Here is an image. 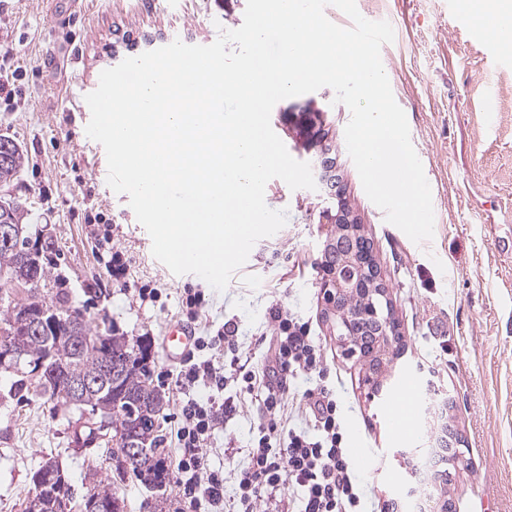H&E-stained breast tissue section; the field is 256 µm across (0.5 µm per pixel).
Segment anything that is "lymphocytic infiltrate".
Listing matches in <instances>:
<instances>
[{
	"label": "lymphocytic infiltrate",
	"instance_id": "1",
	"mask_svg": "<svg viewBox=\"0 0 512 512\" xmlns=\"http://www.w3.org/2000/svg\"><path fill=\"white\" fill-rule=\"evenodd\" d=\"M276 335L270 342L268 366L255 372L234 356L229 364L211 358L212 350L232 351L236 331L219 328L211 336L195 337L179 362L174 385L184 393L176 414L173 484L181 512H224V473L209 464V444L221 417L233 411V399L203 401L191 394L204 387L223 390L227 380L239 382L245 393L259 392L265 423L248 450L235 491V512H253L262 499H274L292 488L297 512H360L361 492L348 455L337 414L336 397L327 389L308 397L314 433L285 431L283 395L288 380L316 371L322 346L306 321L292 310L273 307Z\"/></svg>",
	"mask_w": 512,
	"mask_h": 512
}]
</instances>
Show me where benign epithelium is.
<instances>
[{
	"mask_svg": "<svg viewBox=\"0 0 512 512\" xmlns=\"http://www.w3.org/2000/svg\"><path fill=\"white\" fill-rule=\"evenodd\" d=\"M305 144L319 153L316 169L317 183L322 191L344 198L343 183L336 170V159L331 157V145L327 136L312 137ZM14 199H0V246L18 254L17 272L12 280L17 285H29L35 281L33 270L39 264V252L27 246L20 249L22 227L12 223L11 208ZM330 230L322 243L320 260V289L318 303L327 332L340 348L341 355L363 365V382L368 394L374 398L381 394L386 378L383 367L397 355L399 348V325L392 308L390 292L380 266L374 259L370 241L362 233V227L352 223L353 215L343 207L336 212L324 213ZM20 320L9 327L0 328V366H13L16 354L11 344L14 335L47 336L57 329L59 322H66V335L71 341L81 340L98 344L95 336H78V325L74 317H65L56 311L43 309L36 313L26 303L14 307ZM371 336L375 349L366 352L361 348V337ZM61 354L52 347L40 360L35 374H56ZM130 361L117 355L105 360L103 375L106 379L120 380L125 375ZM94 439L125 444L126 449L137 453L148 447L149 440L141 435L139 421L130 418L128 425L113 428L109 415L101 417L96 424ZM460 436L448 416L442 418L434 435V470L432 483L436 492L428 495L423 512H454L453 500L449 498L448 485L452 483L453 471L457 470L462 456L459 451Z\"/></svg>",
	"mask_w": 512,
	"mask_h": 512,
	"instance_id": "benign-epithelium-1",
	"label": "benign epithelium"
}]
</instances>
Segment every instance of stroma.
<instances>
[{
  "mask_svg": "<svg viewBox=\"0 0 512 512\" xmlns=\"http://www.w3.org/2000/svg\"><path fill=\"white\" fill-rule=\"evenodd\" d=\"M246 3L90 0L87 10L73 11L67 0H0V41L12 45L16 64L26 70L14 101L0 98V135L25 155L11 194L30 211L31 241L44 246L51 277L71 309L131 345H148L164 399L165 448L175 446L177 393L160 380L173 368L161 348L162 331L181 319L185 289L199 288L206 305L198 332L235 322L238 356L255 370L265 364L275 334L271 307L290 308L309 322L323 346L322 370L291 384L286 425L310 427L304 392L335 391L347 442L361 441L370 454V466L357 468L365 512H388L392 504L413 512L423 504L430 468L420 464L419 451L431 448L447 398L463 439V464L450 486L457 512H512V252L503 247L512 236V52L484 33L458 0H356L362 16L394 30L381 60L406 114L435 216L433 238L419 244L386 222L366 195L345 142L351 112L331 88L281 100L272 110L273 131L294 159L308 163L313 156L289 111L310 101L323 110L349 204L386 276L405 355L385 366L391 380L372 399L358 364L343 359L320 317L322 213L330 198L270 180L265 202L286 212L287 223L255 243L219 292L194 274L169 275L153 256L128 195L107 184L103 146L85 132V97L103 70L175 40L217 39L221 30L242 24ZM45 46L62 58L78 55V64L63 71L44 64ZM115 251L128 268L119 281L110 262ZM146 283L160 290L157 302L139 300L137 289ZM14 381L0 369V512H22L35 494L40 463L50 457L73 487L94 473L123 499L124 512H155L154 491L131 477L115 480L105 443L75 444L79 411L41 397L35 382L20 390ZM407 382L414 400L410 440L383 416ZM223 394L240 397L211 438L210 460L224 471L229 500L264 418L256 398L240 394L236 381H227ZM398 450L409 451V462L395 458Z\"/></svg>",
  "mask_w": 512,
  "mask_h": 512,
  "instance_id": "35a3bbf8",
  "label": "stroma"
}]
</instances>
